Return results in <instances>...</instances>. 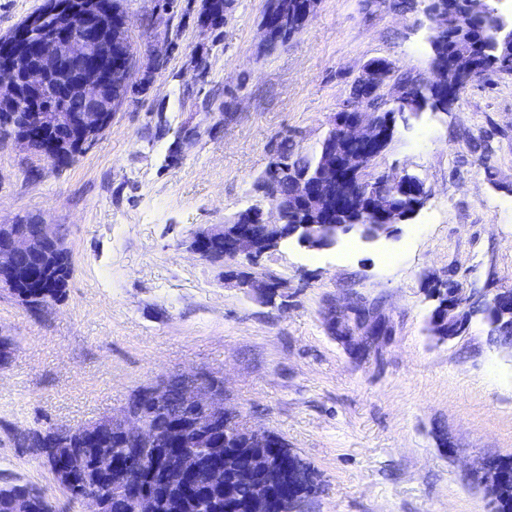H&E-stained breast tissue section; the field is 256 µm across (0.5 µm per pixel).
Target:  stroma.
I'll use <instances>...</instances> for the list:
<instances>
[{
  "label": "stroma",
  "instance_id": "stroma-1",
  "mask_svg": "<svg viewBox=\"0 0 512 512\" xmlns=\"http://www.w3.org/2000/svg\"><path fill=\"white\" fill-rule=\"evenodd\" d=\"M136 70L154 32L176 45L147 90L64 168L0 137V223L57 225L70 251L64 296L40 306L0 288V473L65 497L20 431L79 428L176 374L213 375L249 426L280 435L317 478L303 512H495L484 463L512 456V349L480 311L465 334L428 333L433 289L483 300L512 289V74L469 84L448 112L397 124L377 174L408 172L429 195L390 238L296 242L221 265L192 235L251 205L278 143L314 153L364 65L430 75L423 0H319L303 31L265 51L264 0H234L220 35L201 0H121ZM229 120H222V113ZM194 139L176 147L180 133ZM286 281L258 299L225 270ZM360 300L390 332L366 356L326 328L329 301Z\"/></svg>",
  "mask_w": 512,
  "mask_h": 512
}]
</instances>
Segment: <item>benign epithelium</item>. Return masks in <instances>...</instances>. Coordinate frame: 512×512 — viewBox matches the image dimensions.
Returning <instances> with one entry per match:
<instances>
[{
  "label": "benign epithelium",
  "instance_id": "1",
  "mask_svg": "<svg viewBox=\"0 0 512 512\" xmlns=\"http://www.w3.org/2000/svg\"><path fill=\"white\" fill-rule=\"evenodd\" d=\"M492 0H468L467 16L478 21L491 12ZM430 25V43H435L448 27L459 24L462 13L457 0H445L436 8L426 7ZM128 18L119 13L112 0H46L43 12L28 17L17 32L0 37V120L7 122L11 138L37 152L49 162L73 148L94 141L112 122V116L124 104L122 93L154 81V73L146 72L133 80V58L128 40ZM391 65L382 60L367 68L356 78L371 96L387 85ZM473 72L477 64L465 55L453 63L442 59L431 66L432 79L419 81L423 95L409 96L400 86H394L390 99L384 100L381 112L368 104L357 106L340 121L344 143L323 155L317 173L308 178L296 177L291 181L292 192L274 186L264 192V202L252 205L247 212L256 217L253 224H209L192 238L189 248L199 258L224 263L245 259L252 261L277 250L282 244L294 240L307 250L320 251L336 246L339 236L353 230L366 241L390 236L397 225L411 220L428 199L424 184L413 180L407 194L394 203L384 194L363 196L362 217L357 224H323L321 214L325 206L341 203L336 189L346 183H363L364 177L376 157L384 150L395 131L397 121L407 122L409 117L426 110L443 112L434 91L442 84L446 70ZM52 90L56 104L38 106L35 100L45 90ZM27 98L31 106L18 111V101ZM299 204L303 223H286L285 210L288 197ZM214 238L224 239V255L213 256L208 250ZM51 252L69 256L64 240L57 234L56 225L37 223L33 230L18 224H0V281L20 284L25 288H39L35 298L40 303L49 301L48 289L58 287L57 274L42 262L36 266L16 262L19 255L38 258ZM224 277L234 278L243 288L250 289L263 301L278 296L286 287L282 281L253 280L232 271ZM467 298L455 288L448 301L436 307L435 321L448 314H470L466 310ZM364 327L363 340L350 350L364 355L373 348L375 337L367 333L372 308L361 310ZM136 398H148L156 403L164 399L169 413L175 418L167 427V440L182 445L190 439L204 440L214 430L228 422L249 433L255 446L262 448L270 432L252 429L240 417L224 407V383L219 379L205 381L200 375L179 374L160 385L142 388ZM105 432L137 435L148 442L154 431L148 423L124 408L118 416L97 421ZM42 447L31 448L29 453L52 470L59 472L61 451L53 439L41 441ZM301 459L294 452L279 454H248L247 466L238 473L256 479L253 498L248 512H279L283 504L296 499L302 474H296L293 484L282 481L285 471L298 467ZM233 463L224 459V467H205L193 452L182 454L177 466L164 470L163 479L173 483H186L204 476L212 485L225 484ZM481 479L501 496L512 495V479L505 474L482 467ZM117 487L129 495L135 512H157L155 496L136 483L116 480Z\"/></svg>",
  "mask_w": 512,
  "mask_h": 512
}]
</instances>
